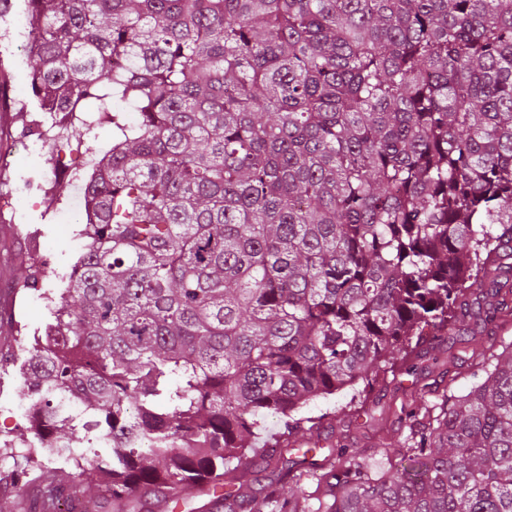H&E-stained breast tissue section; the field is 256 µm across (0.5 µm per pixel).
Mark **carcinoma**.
I'll return each instance as SVG.
<instances>
[{
    "label": "carcinoma",
    "mask_w": 512,
    "mask_h": 512,
    "mask_svg": "<svg viewBox=\"0 0 512 512\" xmlns=\"http://www.w3.org/2000/svg\"><path fill=\"white\" fill-rule=\"evenodd\" d=\"M31 89L92 158L96 219L24 362L27 465L90 438L122 506L256 501L310 401L512 282V0H27ZM110 131L102 144L98 130ZM407 465L335 453L322 512H512V349L413 416ZM251 460V463L244 469V479L252 484L260 499L271 491L283 499L288 497V487L296 488L295 480H292L291 475L290 477H278L277 472L272 475L271 469H265L266 465L259 456ZM212 498V493L209 494L207 486L203 485L195 487L190 494L180 497L179 501H151L142 512H216L212 507Z\"/></svg>",
    "instance_id": "carcinoma-1"
}]
</instances>
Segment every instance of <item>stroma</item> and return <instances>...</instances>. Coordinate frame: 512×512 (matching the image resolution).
I'll list each match as a JSON object with an SVG mask.
<instances>
[{"label":"stroma","mask_w":512,"mask_h":512,"mask_svg":"<svg viewBox=\"0 0 512 512\" xmlns=\"http://www.w3.org/2000/svg\"><path fill=\"white\" fill-rule=\"evenodd\" d=\"M0 77L7 80L11 97L27 106L0 121V284L17 287L30 262L40 271L34 287L18 288L11 301H0V352L14 356L13 365L0 368L1 450L22 448L30 437L29 403L18 392L22 365L50 319L46 295H59L65 288L61 275L71 270L85 241L78 235L84 220L69 210L68 195L50 194L52 183L71 185L83 170L80 162L69 154L54 165L20 144L29 126L52 124L32 94L27 52L0 46ZM499 300L504 308L498 318L485 324L466 322L460 335L442 336L418 348L412 370L398 367L380 375L362 401H352L348 389L311 401L302 414L321 420L317 459L345 448L359 457L385 454L392 466H400L393 451L404 445L409 413L438 404L446 395L467 393L512 345V290L502 289ZM37 499V488L0 462V512H33Z\"/></svg>","instance_id":"35a3bbf8"}]
</instances>
